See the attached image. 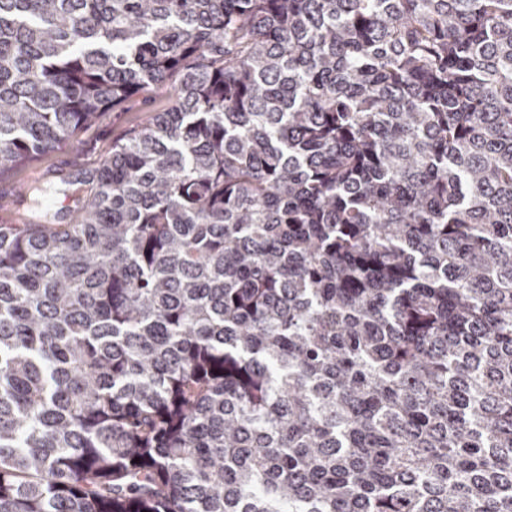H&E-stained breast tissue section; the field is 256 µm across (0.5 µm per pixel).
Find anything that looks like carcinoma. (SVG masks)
<instances>
[{
    "label": "carcinoma",
    "instance_id": "obj_1",
    "mask_svg": "<svg viewBox=\"0 0 512 512\" xmlns=\"http://www.w3.org/2000/svg\"><path fill=\"white\" fill-rule=\"evenodd\" d=\"M0 512H512V0H0ZM170 98V88L161 85L143 99L134 97L120 112H104L97 122L84 129L81 138L86 146L79 152L60 149L41 156L37 161L14 168L0 177V224H32L43 222L45 211L34 200L40 194L53 200L51 212L68 213L69 195L54 193L59 174L73 173L95 165L112 150V140L143 123L150 110L164 108Z\"/></svg>",
    "mask_w": 512,
    "mask_h": 512
}]
</instances>
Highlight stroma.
<instances>
[{
  "label": "stroma",
  "mask_w": 512,
  "mask_h": 512,
  "mask_svg": "<svg viewBox=\"0 0 512 512\" xmlns=\"http://www.w3.org/2000/svg\"><path fill=\"white\" fill-rule=\"evenodd\" d=\"M169 98V86H158L149 98L136 97L129 100L122 111L103 113L94 125L83 130V149L49 152L33 163L16 167L0 176V224L42 221L44 212L35 204L36 198L42 194L51 196L54 210L68 212L69 196L54 190L59 175L95 165L111 151L113 140L143 123L150 111L164 108Z\"/></svg>",
  "instance_id": "1"
}]
</instances>
